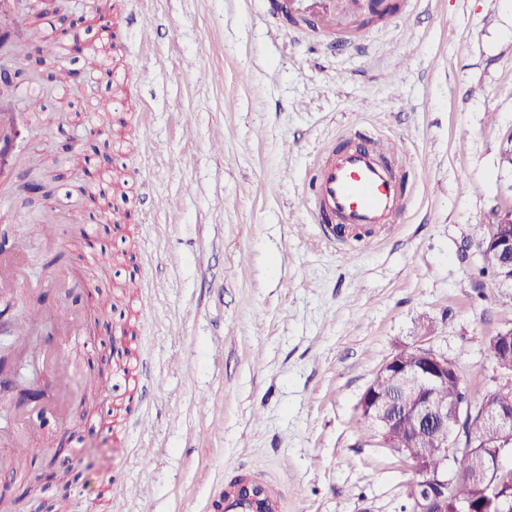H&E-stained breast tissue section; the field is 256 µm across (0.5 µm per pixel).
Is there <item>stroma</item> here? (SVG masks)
<instances>
[{
  "label": "stroma",
  "instance_id": "1",
  "mask_svg": "<svg viewBox=\"0 0 512 512\" xmlns=\"http://www.w3.org/2000/svg\"><path fill=\"white\" fill-rule=\"evenodd\" d=\"M355 35L290 33L270 0H126L112 74L113 134L90 135L100 82L24 113L25 146L0 201V257L29 287L7 321L68 305L87 341L0 334L9 392L0 432L23 428L16 495L58 448L71 484H37L65 512H204L220 478L269 475L285 512H400L412 470L358 432L359 401L396 345L429 339L476 393L498 381L484 338L512 325L478 242L512 204V0H391ZM384 136L415 176L402 223L329 240L308 183L323 148ZM79 139V149L64 147ZM128 181L114 228L75 190L83 170ZM37 167L47 193L22 185ZM59 240L39 229L57 211ZM126 252L116 310L89 255ZM132 322L150 387L87 401L80 375ZM76 421L61 429L62 408Z\"/></svg>",
  "mask_w": 512,
  "mask_h": 512
}]
</instances>
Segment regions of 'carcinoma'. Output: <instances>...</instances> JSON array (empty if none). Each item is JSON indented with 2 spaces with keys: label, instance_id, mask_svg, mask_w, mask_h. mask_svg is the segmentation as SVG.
<instances>
[{
  "label": "carcinoma",
  "instance_id": "obj_1",
  "mask_svg": "<svg viewBox=\"0 0 512 512\" xmlns=\"http://www.w3.org/2000/svg\"><path fill=\"white\" fill-rule=\"evenodd\" d=\"M490 238L491 228L488 227L480 239L479 249L483 261L482 271L491 273L497 258L487 248ZM484 346L500 376H512V353L501 344L500 331L496 330L486 336ZM417 382L418 379L413 376L401 380L378 372L370 382L369 390L389 399L398 423L407 425L410 417L405 394ZM450 395L457 396L467 406V411L460 416L456 426V446L438 440L433 432L425 428H405L404 447L411 449L410 466L413 475L404 486L401 512H417L419 504L427 499L429 489L432 488L430 478L440 473L446 461L452 464L453 469V479L448 482L446 494L448 502L445 506L448 512H455L460 502L484 503L493 492L499 496H512V458L497 463L495 449L484 447L492 431L482 416V408L488 405L491 396L494 397L495 405L511 410L512 387L502 390L495 388L476 397L454 376L436 393L437 397L445 400Z\"/></svg>",
  "mask_w": 512,
  "mask_h": 512
}]
</instances>
